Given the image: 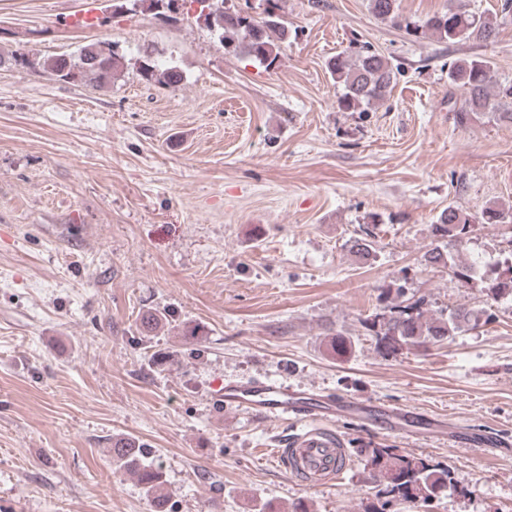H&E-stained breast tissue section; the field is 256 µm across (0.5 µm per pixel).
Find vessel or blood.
Masks as SVG:
<instances>
[{"mask_svg": "<svg viewBox=\"0 0 512 512\" xmlns=\"http://www.w3.org/2000/svg\"><path fill=\"white\" fill-rule=\"evenodd\" d=\"M216 397L228 408L300 424V432L284 440L272 454L290 475L311 486L340 480L348 468V450L333 429L339 420L370 416L385 428L405 431L417 417L402 405L301 393L271 379L227 381L218 386Z\"/></svg>", "mask_w": 512, "mask_h": 512, "instance_id": "obj_1", "label": "vessel or blood"}]
</instances>
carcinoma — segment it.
Listing matches in <instances>:
<instances>
[{
	"instance_id": "obj_1",
	"label": "carcinoma",
	"mask_w": 512,
	"mask_h": 512,
	"mask_svg": "<svg viewBox=\"0 0 512 512\" xmlns=\"http://www.w3.org/2000/svg\"><path fill=\"white\" fill-rule=\"evenodd\" d=\"M190 2L200 4V16L204 17L207 27L218 34L225 49L244 53L261 65H273L278 60L279 50L288 42L289 30L279 14V0H265L264 16L259 19L242 11L223 8L216 0ZM369 8L377 18L416 37L430 35L452 43L461 40L486 43L496 35V21L470 13L466 0H448L445 10L418 21H411L399 13L397 0H369ZM39 65L66 82H89L99 88L112 85V80L126 68L124 55L108 42L84 45L74 56L47 57ZM328 69L332 79L343 89L339 105L344 110L379 107L390 97L395 72L383 55L366 45L337 54L329 61ZM138 71L142 80L148 83L175 86L181 81L177 70L159 67L149 53L139 62ZM448 86L464 92L463 104L454 113L457 124L464 126L481 118L512 124V80L496 79L490 60L478 57L454 60L448 67ZM482 220L486 224L512 223V207L492 204L483 211ZM473 223L475 218L459 208L449 206L442 210L432 225V234L445 245L429 250L425 254L426 262L448 268L466 281L472 279L476 271L462 263L453 248L462 244ZM488 290L494 299L512 297V266L488 284ZM403 296L404 286L400 285L395 289V296L387 298L385 305L366 320L376 348L385 356H397L405 350L447 341L491 319L486 309L464 306L429 317L420 301L406 305ZM330 345L338 356H348L355 348L354 342L341 331L331 339ZM111 453L113 464L136 477L158 506L166 503L161 467L145 461L144 448L140 444L128 437L115 439ZM364 469L379 482L380 492L384 495L377 512H386V507L393 501L428 512L431 502L439 494L454 488L448 468L401 453L396 448L365 449Z\"/></svg>"
}]
</instances>
